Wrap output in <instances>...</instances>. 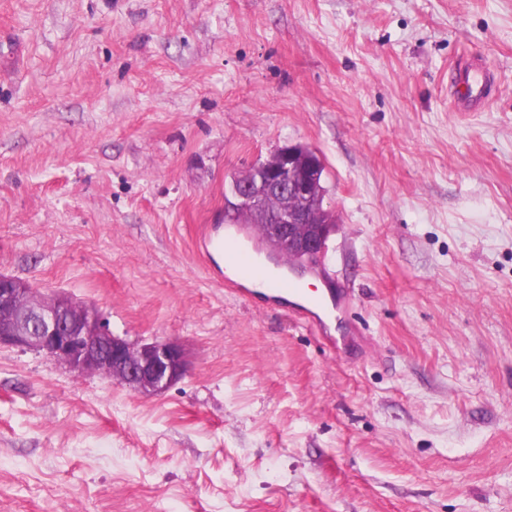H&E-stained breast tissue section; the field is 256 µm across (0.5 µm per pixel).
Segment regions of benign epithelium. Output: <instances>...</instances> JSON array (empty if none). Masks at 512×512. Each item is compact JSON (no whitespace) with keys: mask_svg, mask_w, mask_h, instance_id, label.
Instances as JSON below:
<instances>
[{"mask_svg":"<svg viewBox=\"0 0 512 512\" xmlns=\"http://www.w3.org/2000/svg\"><path fill=\"white\" fill-rule=\"evenodd\" d=\"M294 146L275 152L274 163L262 177L237 176L230 180L236 199L252 203L277 194L287 201L275 215V239L307 260L321 253L337 222L328 208L309 209L321 157L298 163ZM42 351L81 375L101 371L136 393L154 395L179 381L187 372L183 346L171 339L130 343L102 321L93 305L77 304L69 297L45 296L30 284L0 274V347Z\"/></svg>","mask_w":512,"mask_h":512,"instance_id":"obj_1","label":"benign epithelium"}]
</instances>
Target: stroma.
<instances>
[{"label": "stroma", "instance_id": "35a3bbf8", "mask_svg": "<svg viewBox=\"0 0 512 512\" xmlns=\"http://www.w3.org/2000/svg\"><path fill=\"white\" fill-rule=\"evenodd\" d=\"M292 144L349 358L195 245ZM0 274L190 359L144 396L1 347L0 512H512V0H0ZM487 80L486 72L478 66H469L460 81V85L455 92L456 98L461 101H473L482 91V87Z\"/></svg>", "mask_w": 512, "mask_h": 512}]
</instances>
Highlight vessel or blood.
<instances>
[{
    "mask_svg": "<svg viewBox=\"0 0 512 512\" xmlns=\"http://www.w3.org/2000/svg\"><path fill=\"white\" fill-rule=\"evenodd\" d=\"M486 80L487 74L481 67H467L455 92L457 99L465 102L477 98ZM229 231L231 239L227 242L207 231L202 232L199 238L200 247L208 252L223 249L227 245L232 247L237 262V275L228 280V287L234 288L237 294L246 298L252 297L254 292H261L269 303L305 323L333 353H342L348 339L332 335L329 324L337 319H345L352 303V292L331 278L329 253L321 252L315 260L306 264L303 271L294 273L289 270L290 260H282L281 270L274 272L257 261L265 242L254 226L233 224ZM310 277L322 281L320 292H308L306 280Z\"/></svg>",
    "mask_w": 512,
    "mask_h": 512,
    "instance_id": "1",
    "label": "vessel or blood"
}]
</instances>
